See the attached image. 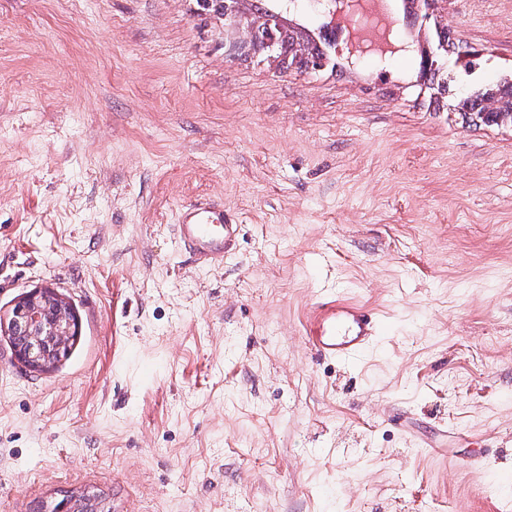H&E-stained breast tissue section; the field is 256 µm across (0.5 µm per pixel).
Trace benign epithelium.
Returning <instances> with one entry per match:
<instances>
[{
  "label": "benign epithelium",
  "mask_w": 512,
  "mask_h": 512,
  "mask_svg": "<svg viewBox=\"0 0 512 512\" xmlns=\"http://www.w3.org/2000/svg\"><path fill=\"white\" fill-rule=\"evenodd\" d=\"M224 25L248 31L249 43L262 38L269 57L279 62L278 33L283 31L285 18L277 12H268L260 21L252 22L241 13L227 9V2H219ZM81 321L75 306L69 302L54 303L49 299L47 287L33 288L17 296L5 315H0L1 336H24V345L18 348L17 360L30 371L51 369L60 365L63 353L80 335Z\"/></svg>",
  "instance_id": "7a95c632"
}]
</instances>
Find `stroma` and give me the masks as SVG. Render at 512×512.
Here are the masks:
<instances>
[{
  "label": "stroma",
  "instance_id": "35a3bbf8",
  "mask_svg": "<svg viewBox=\"0 0 512 512\" xmlns=\"http://www.w3.org/2000/svg\"><path fill=\"white\" fill-rule=\"evenodd\" d=\"M435 21L512 74V0ZM417 71H288L203 0H0V307L82 325L49 373L0 335V512H512V126ZM200 197L242 226L215 266ZM326 291L384 313L354 363L306 343ZM241 224L224 211V203L199 202L179 209L175 224L179 249L196 261L222 264L232 254Z\"/></svg>",
  "mask_w": 512,
  "mask_h": 512
}]
</instances>
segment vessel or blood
<instances>
[{"label": "vessel or blood", "mask_w": 512, "mask_h": 512, "mask_svg": "<svg viewBox=\"0 0 512 512\" xmlns=\"http://www.w3.org/2000/svg\"><path fill=\"white\" fill-rule=\"evenodd\" d=\"M179 249L194 260L223 263L232 254L240 226L225 211L223 203L199 202L180 208L175 226ZM304 333L311 351L320 358L351 363L376 341L382 319L371 307L321 294L304 317Z\"/></svg>", "instance_id": "obj_1"}]
</instances>
